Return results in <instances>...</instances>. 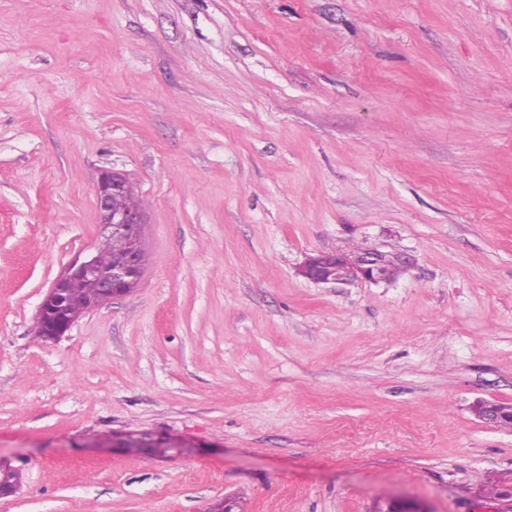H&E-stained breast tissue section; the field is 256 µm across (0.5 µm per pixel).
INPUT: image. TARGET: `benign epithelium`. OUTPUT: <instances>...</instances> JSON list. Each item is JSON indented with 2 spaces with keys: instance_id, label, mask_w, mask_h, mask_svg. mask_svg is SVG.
Masks as SVG:
<instances>
[{
  "instance_id": "7a95c632",
  "label": "benign epithelium",
  "mask_w": 512,
  "mask_h": 512,
  "mask_svg": "<svg viewBox=\"0 0 512 512\" xmlns=\"http://www.w3.org/2000/svg\"><path fill=\"white\" fill-rule=\"evenodd\" d=\"M131 182L126 174L104 169L100 172L96 185V201L99 215V236L101 241H108L112 236L125 240V254L118 260L105 263L102 261L99 247L82 257L71 261L54 280L39 307L38 320L43 325L41 338L45 341L61 339L79 318L70 311L66 302L68 289L72 284L88 280L96 283L97 298L89 306L93 310L105 303L127 297L133 293L143 275L140 254L144 251L143 229L145 227L144 208L131 203L124 208L112 207V198L128 195ZM325 261L317 263L315 257H309L299 274L316 284H348L353 281L380 283L388 281L380 252L366 251L363 263L351 264L345 256L335 253L323 254ZM475 411L484 421L504 424L503 412L498 406L484 401L474 404ZM114 448H179L181 444L161 442L147 436L130 435L126 438L112 440ZM15 471L9 463L0 460V498L17 493L20 481L10 478Z\"/></svg>"
}]
</instances>
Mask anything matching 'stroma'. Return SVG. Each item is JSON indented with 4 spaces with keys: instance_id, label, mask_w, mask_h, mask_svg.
Wrapping results in <instances>:
<instances>
[{
    "instance_id": "35a3bbf8",
    "label": "stroma",
    "mask_w": 512,
    "mask_h": 512,
    "mask_svg": "<svg viewBox=\"0 0 512 512\" xmlns=\"http://www.w3.org/2000/svg\"><path fill=\"white\" fill-rule=\"evenodd\" d=\"M104 168L144 275L43 341ZM357 248L401 273H298ZM479 400L512 404V0H0V512H512ZM116 448H183L179 443L161 442L147 436L129 435L127 438H117L112 441Z\"/></svg>"
}]
</instances>
